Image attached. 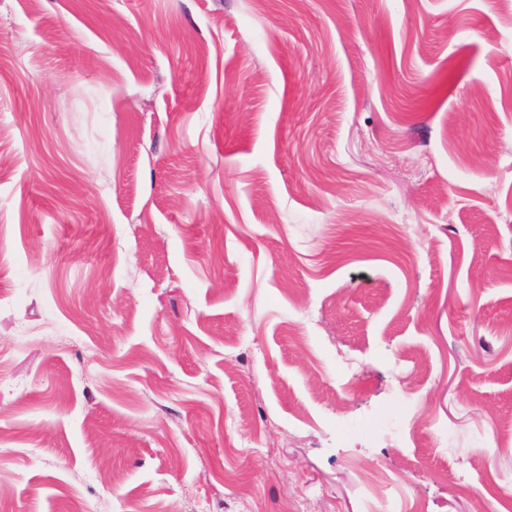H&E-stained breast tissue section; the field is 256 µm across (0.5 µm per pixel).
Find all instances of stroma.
<instances>
[{"label": "stroma", "instance_id": "35a3bbf8", "mask_svg": "<svg viewBox=\"0 0 512 512\" xmlns=\"http://www.w3.org/2000/svg\"><path fill=\"white\" fill-rule=\"evenodd\" d=\"M512 512V0H0L5 512ZM398 482L386 473H380L370 490L368 508L365 512H401L393 507L396 499ZM380 507H376L377 505Z\"/></svg>", "mask_w": 512, "mask_h": 512}]
</instances>
